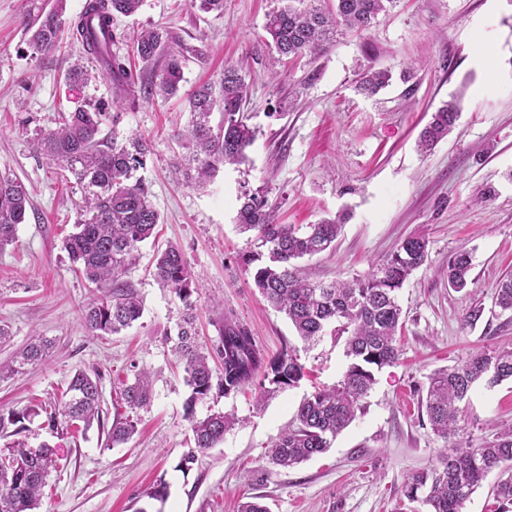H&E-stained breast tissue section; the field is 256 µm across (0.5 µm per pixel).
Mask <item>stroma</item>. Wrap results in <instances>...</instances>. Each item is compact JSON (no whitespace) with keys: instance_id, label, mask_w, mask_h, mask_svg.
Wrapping results in <instances>:
<instances>
[{"instance_id":"35a3bbf8","label":"stroma","mask_w":512,"mask_h":512,"mask_svg":"<svg viewBox=\"0 0 512 512\" xmlns=\"http://www.w3.org/2000/svg\"><path fill=\"white\" fill-rule=\"evenodd\" d=\"M53 2L0 0V171L25 184L36 211L0 250V325L10 331L0 342V363L14 364L34 337L52 343L43 362L0 377V411L60 400L83 370L101 377L104 422L68 433L49 428L39 414L19 437H0L2 449L18 439L58 450L59 469L37 512H238L247 501L269 512H401L404 479L435 464L444 446L421 408L420 387L432 371L460 364L469 352L512 346V315L494 304L498 281L512 274V181L504 177L512 170V0H394L364 34H346L325 54L286 63L276 77L260 47L275 0H224L218 16L190 0H143L135 16L114 17L113 53L131 55L134 30L161 28L186 62L177 96L151 100L134 87L118 120L102 129L120 142L135 134L150 140L143 176L161 217L155 238L140 245L122 276L143 314L131 328L102 337L90 335L82 320L83 307L100 293L63 248L77 220V197L31 141L61 113L89 99L111 104L116 92L102 80H67L78 46L64 45L44 61L33 57L18 16ZM228 64L250 87L244 112L256 139L245 164L191 185L176 169L175 135L190 118L186 95ZM368 67L393 73L372 97L355 89ZM454 94L459 121L431 152L420 153V130ZM489 186L494 196L478 202ZM247 192L264 196L282 224H314L346 211L335 249L312 260L325 282L367 275L408 237L428 241V262L398 293L405 319L399 360L376 372L361 411L327 452L289 469L268 463L269 448L293 425L303 399L336 385L349 360L344 337L329 331L303 342L255 288L242 262L253 235L236 224ZM171 243L199 277L191 296L199 342L215 350L218 324L230 311L267 354L291 345L309 372L297 387L261 403L251 388L197 403L196 418L221 412L234 423L186 472L179 463L194 446L190 390L166 339L185 306L152 275L156 253ZM462 248L472 255L471 282L457 292L444 269ZM475 303L483 316L475 327L464 326ZM141 370L150 376L151 404L139 411L126 443L108 445L102 427L126 417L120 392ZM466 423L476 444L512 423V382L476 384ZM160 483L165 500L149 499Z\"/></svg>"}]
</instances>
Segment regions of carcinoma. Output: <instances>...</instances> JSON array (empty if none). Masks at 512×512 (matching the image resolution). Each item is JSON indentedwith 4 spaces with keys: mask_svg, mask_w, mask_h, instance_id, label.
Listing matches in <instances>:
<instances>
[{
    "mask_svg": "<svg viewBox=\"0 0 512 512\" xmlns=\"http://www.w3.org/2000/svg\"><path fill=\"white\" fill-rule=\"evenodd\" d=\"M64 0L47 13L24 11L20 25L29 34V45L42 57L53 54L62 40ZM394 0H284V6L267 14L264 48L270 65L284 60L315 57L336 43L345 32L361 34L387 14ZM142 0H85L81 12L68 24L70 42L82 47L85 58L98 63L95 69L77 64L67 73L74 82L99 78L113 83L121 92L136 86L138 75L130 62L112 53V16L138 13ZM133 51L145 67L155 73L150 91L172 96L183 81L185 56L170 44L168 34L146 28L133 40ZM387 68L368 69L361 74L358 88L371 95L389 85ZM249 93L245 77L233 65L224 66L219 79L196 87L188 96L190 119L177 133L185 150L184 176L204 184L224 164H243L256 131L243 113ZM217 123H212L214 113ZM455 101L445 102L432 113L420 132L417 147L428 152L458 120ZM108 115L103 105L88 102L62 114L53 128H44L33 139L35 151L61 172L63 180L80 193V220L76 232L63 242L73 263L88 283L109 289L108 294L89 302L82 311L85 328L93 336L115 335L130 327L142 315L137 294L119 282L135 258L139 245L148 240L160 215L150 200V190L138 171L146 166L149 142L134 136L125 143L101 137ZM30 196L26 186L9 173H0V249L12 243L24 223ZM237 221L241 230L255 233L256 250L243 258L263 298L285 313L296 335L305 342L324 335L330 326L347 334L349 364L342 379L332 387L315 390L296 412L297 426L284 433L268 451L269 464L291 468L331 447L336 436L356 417L361 402L371 390L374 370L394 364L400 356L403 329L402 309L397 293L429 258L428 241L422 236L405 239L362 279L317 281L297 260L311 258L330 249L340 235L343 217L326 218L316 224H278L274 210L258 194H244ZM472 259L461 249L448 259V285L462 291L470 283ZM153 275L164 288L186 302L195 290L196 274L181 249L173 244L157 253ZM496 304L512 313V276L496 288ZM221 343L216 349L222 376L214 378L209 356L196 342L193 317L182 316L177 323L174 351L184 364L185 383L190 388L186 415L191 421L195 448L204 451L224 439L234 419L212 413L195 418L194 407L213 393L229 396L257 385L261 394L294 388L306 376L297 350L285 346L268 355L252 330L232 313L220 322ZM50 343L32 342L22 361L37 362L49 352ZM512 380V348L483 349L470 353L462 364L433 371L422 388L421 406L434 434L443 441L463 430L465 415L460 404L472 386L483 381L492 387ZM58 405L42 407L52 426L71 427L78 422L89 426L101 418L102 391L99 378L79 370L71 378ZM152 391L148 375L139 372L125 385L121 400L138 412L150 406ZM34 409L0 413V435L24 431V421ZM136 422L125 418L113 424L108 441L120 443L135 432ZM0 455V512H34L38 508L57 450L43 445L29 448L18 442ZM498 472L494 499L498 512L512 508V424L480 446L455 444L439 455L436 464L413 473L401 486L402 498L419 502L427 512H463L466 502L487 476Z\"/></svg>",
    "mask_w": 512,
    "mask_h": 512,
    "instance_id": "carcinoma-1",
    "label": "carcinoma"
}]
</instances>
